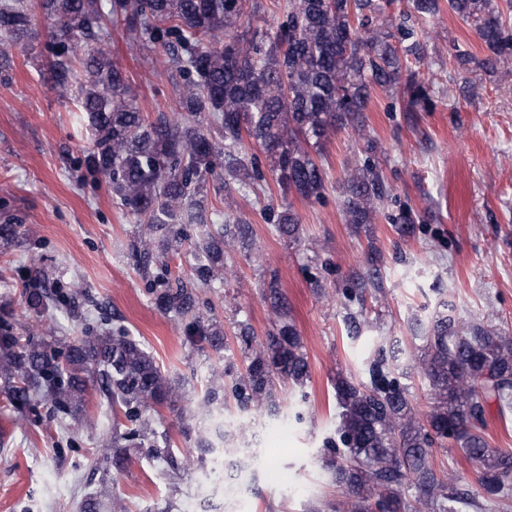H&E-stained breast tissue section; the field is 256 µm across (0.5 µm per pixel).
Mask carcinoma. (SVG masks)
<instances>
[{
	"mask_svg": "<svg viewBox=\"0 0 512 512\" xmlns=\"http://www.w3.org/2000/svg\"><path fill=\"white\" fill-rule=\"evenodd\" d=\"M249 0H0V53L23 46L35 16L52 22L51 79L61 96H76L93 131L87 165L102 176L112 198L142 224L129 257L147 280L158 309L176 320L199 350L223 356L224 330L201 309L198 290L210 286L224 258L247 243L252 227L224 214L208 223V188L221 193L226 179L251 191L274 181L286 197L317 199L327 172L317 156L328 137L361 131L372 93L397 104L408 97L414 112H431L430 87L408 69L420 51L412 23L434 17L442 0H408L395 20L386 14L395 0H288L272 28L252 30L257 8ZM467 23L483 57L456 50L462 69L474 63L491 74L512 64V32L504 11L512 0H448ZM122 23L129 38L180 79L172 112L153 118L131 95L123 70L105 52L108 25ZM251 146L254 153L246 152ZM348 224H370L391 194L383 172L365 157L345 178ZM280 237L297 240L300 219L291 204L263 209ZM395 231L414 232L423 216L406 209L387 215ZM198 224L192 279L172 277L168 259ZM33 269L23 292L28 322L0 317V379L21 416L41 400L56 414L76 418L86 411L89 381L112 411L110 463L125 467L131 452L146 449L172 470L193 463L176 456L166 432L152 428L160 408L186 411L183 383L167 377L154 357L122 329H92L73 342L48 335L46 320L60 294ZM374 277L343 289L363 297ZM270 308L277 317L261 342L246 321L234 332L243 367L224 361V385L205 401L240 412L279 409L277 383L304 385L310 366L303 339L287 320V302L276 290ZM421 352L381 345L365 364L366 383L336 375L339 408L336 438L327 442L326 466L343 500L336 512H482L512 509V449L492 445L486 414L496 405L502 420L512 415V340L480 323H465L441 311L424 330ZM412 370L428 383L433 400L422 418L401 382ZM180 434L194 440L203 461L214 441L188 424ZM458 449L478 468L480 492L472 497L437 471L434 446Z\"/></svg>",
	"mask_w": 512,
	"mask_h": 512,
	"instance_id": "1",
	"label": "carcinoma"
}]
</instances>
